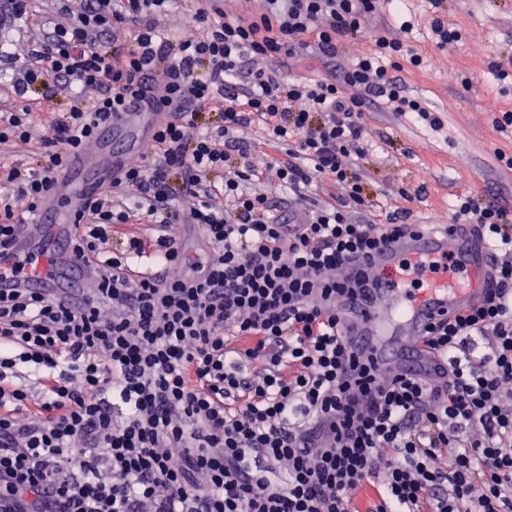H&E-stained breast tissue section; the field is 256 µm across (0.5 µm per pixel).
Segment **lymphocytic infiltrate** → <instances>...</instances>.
I'll return each mask as SVG.
<instances>
[{"label":"lymphocytic infiltrate","instance_id":"1","mask_svg":"<svg viewBox=\"0 0 512 512\" xmlns=\"http://www.w3.org/2000/svg\"><path fill=\"white\" fill-rule=\"evenodd\" d=\"M53 2L24 60L0 53L25 74L16 96L41 89L47 130L40 165L0 166V251L129 103L162 118L85 204L71 240L96 271L85 302L0 290V512H512V215L456 206L498 257L483 300L429 330L446 382L383 378L343 339L347 299L409 229L400 212L354 216L377 206L363 115L440 124L396 77L422 63L410 22L372 27L401 0H257L238 16L197 0L175 39L155 22L170 0ZM351 39L369 53L330 75L278 74L307 50L337 61ZM61 83L66 112L50 106ZM212 106L221 125L201 127ZM314 186L329 200L309 205ZM182 224L203 255L185 253Z\"/></svg>","mask_w":512,"mask_h":512}]
</instances>
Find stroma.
<instances>
[{
  "mask_svg": "<svg viewBox=\"0 0 512 512\" xmlns=\"http://www.w3.org/2000/svg\"><path fill=\"white\" fill-rule=\"evenodd\" d=\"M449 27L460 42L438 49L429 38L432 0H405L401 14L384 12L374 25L398 30L413 24L410 43L424 59L405 66L399 77L408 96L420 99L439 117L434 132L413 120L374 108L365 114L372 152L361 165L370 191L387 210H403L411 224H448L457 199L487 196L512 211V168L498 159L512 155V133L498 131L495 112L512 111V84L498 81L488 63L512 55V0H442ZM470 80L463 88L462 80ZM408 189L401 198L399 189Z\"/></svg>",
  "mask_w": 512,
  "mask_h": 512,
  "instance_id": "35a3bbf8",
  "label": "stroma"
}]
</instances>
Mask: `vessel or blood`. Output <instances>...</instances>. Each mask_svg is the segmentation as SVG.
I'll return each mask as SVG.
<instances>
[{"mask_svg": "<svg viewBox=\"0 0 512 512\" xmlns=\"http://www.w3.org/2000/svg\"><path fill=\"white\" fill-rule=\"evenodd\" d=\"M157 120L147 103L134 104L88 150L69 156L66 176L44 199L36 221L20 225L15 245L0 256V288H35L73 304L87 298L95 280L69 247L72 224L87 198L128 160L127 152L113 150V139H146ZM450 261L458 273L448 272ZM376 263L381 276L344 313L347 347L375 359L384 376L443 383L448 365L424 339L439 319L482 300L490 286L491 248L469 224L444 233L423 227L387 242ZM408 268L421 281L419 290L405 288Z\"/></svg>", "mask_w": 512, "mask_h": 512, "instance_id": "b4317fda", "label": "vessel or blood"}]
</instances>
